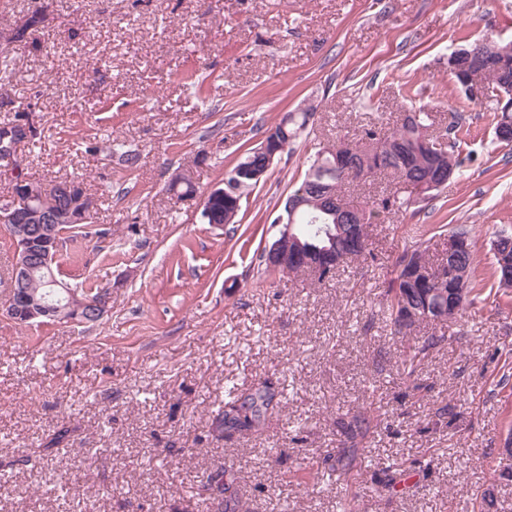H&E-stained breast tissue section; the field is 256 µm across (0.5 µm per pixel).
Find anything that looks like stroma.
<instances>
[{
    "label": "stroma",
    "instance_id": "obj_1",
    "mask_svg": "<svg viewBox=\"0 0 512 512\" xmlns=\"http://www.w3.org/2000/svg\"><path fill=\"white\" fill-rule=\"evenodd\" d=\"M38 45L7 38L32 12ZM512 41V0H0V125L41 134L16 159L33 178L80 177L93 235L64 244L60 280L110 289L95 324H20L0 313V512H215L202 477L227 472L240 512H512V297L480 300L405 381L430 331L393 335L397 256L447 226L470 230L478 274L512 235V147L448 75V56ZM196 74L202 89L179 82ZM314 116L248 195L236 224L204 223L171 178L220 185L288 112ZM426 112L460 116L459 175L434 198L380 217L364 257L324 281L265 271L281 199L319 147ZM137 150L136 169L112 157ZM283 388L263 433L218 436L230 387ZM379 411L360 467L336 470L341 427ZM69 445L45 446L59 429ZM396 486L378 487L387 479ZM480 510H473L475 497Z\"/></svg>",
    "mask_w": 512,
    "mask_h": 512
}]
</instances>
